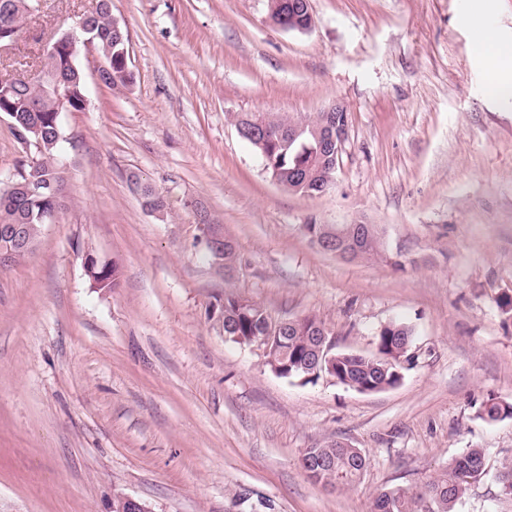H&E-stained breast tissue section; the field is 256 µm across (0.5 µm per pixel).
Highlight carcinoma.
Masks as SVG:
<instances>
[{
    "mask_svg": "<svg viewBox=\"0 0 512 512\" xmlns=\"http://www.w3.org/2000/svg\"><path fill=\"white\" fill-rule=\"evenodd\" d=\"M30 0H0V20L5 18L12 26L16 38H21L26 18L30 14ZM89 26L96 34L95 45L104 59L112 60V73L104 78L108 87L126 86L133 80L123 66L122 51L127 48L128 35L124 28L112 30V12L108 5L101 3L91 12ZM45 69L62 79L71 92L75 103L82 102L85 95V79L79 66V59L68 61L59 57L45 65ZM34 105L41 123L42 149L36 155L38 167L27 170L29 177L39 181H51L57 185L59 202H64L66 177L60 164V142L54 138V124L57 123L55 96L46 92L43 84L29 80L15 82L9 87L0 86V112L13 114L15 124L28 119L31 113L28 106ZM264 117L266 131L253 140L245 138L255 150L266 155L267 171L283 189L304 196L321 193L318 184L324 181L328 162L320 156V146L311 130L326 123L327 113L316 112L309 115L288 113L269 114L263 112H242L236 115L235 126L250 128L253 122ZM304 125L306 134L293 143H288V135L293 127ZM42 207L37 200H21L7 195L0 187V225L25 224L33 243H38L43 225L29 219L30 212ZM117 264L99 263L93 273L97 287L113 288L119 280ZM224 335L236 343L247 344L250 337L261 331L269 315L255 302L233 293L224 295L222 305ZM282 334L288 337V344L278 348L274 359L278 363L292 364L291 378L299 379L306 375L301 368L314 356L317 337L333 336V331L321 319L304 316L294 319ZM412 329L396 321L382 326L376 333V346L379 351L391 355V360H383L374 355H361L351 352L338 353L336 373L341 380H349L359 385L380 386L391 384L399 379L403 366L398 357L405 343L412 342ZM477 417L485 421H497L512 417V404L489 397L476 411ZM310 465L301 466L306 477L314 483L331 485L338 489L357 484L368 465L364 453L348 448L339 442H332L324 448H307L302 454ZM489 475L485 450L469 448L451 458L448 464L436 475L428 478L418 488L393 487L380 491L371 503V512H455L457 504L470 488ZM500 493L512 497V466L503 467L495 475Z\"/></svg>",
    "mask_w": 512,
    "mask_h": 512,
    "instance_id": "carcinoma-1",
    "label": "carcinoma"
}]
</instances>
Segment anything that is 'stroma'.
<instances>
[{"label":"stroma","instance_id":"stroma-1","mask_svg":"<svg viewBox=\"0 0 512 512\" xmlns=\"http://www.w3.org/2000/svg\"><path fill=\"white\" fill-rule=\"evenodd\" d=\"M98 0H44L0 71ZM133 81L110 88L83 59L88 105L60 116L68 199L35 252L0 269V512H370L469 448L512 462V101L494 96L472 13L512 37V0H311L286 31L268 0H112ZM340 103L349 141L332 188H281L238 134L239 112ZM166 200L147 212L135 181ZM200 201L237 250L225 277L198 242ZM310 224H374L382 256L345 261ZM118 263L92 287L86 253ZM275 320L316 316L337 350L371 354L381 326L413 330L412 364L364 394L329 376L276 375L225 337L226 293ZM340 441L369 463L336 490L305 449ZM457 512H512L492 478ZM280 4H288V13H278L276 7L273 11L271 1L269 0V19L270 21L280 28L288 30V18L287 14L292 16V23L289 29H293L299 32H306L311 29L313 25V17L310 8V0H278ZM476 414L478 418L485 421H497L512 417V404L488 397L480 404Z\"/></svg>","mask_w":512,"mask_h":512}]
</instances>
